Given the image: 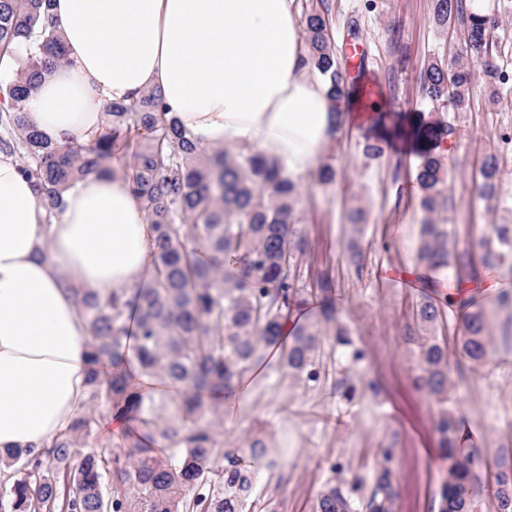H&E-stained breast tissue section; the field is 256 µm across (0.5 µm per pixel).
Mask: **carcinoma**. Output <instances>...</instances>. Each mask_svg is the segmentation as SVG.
Masks as SVG:
<instances>
[{
  "mask_svg": "<svg viewBox=\"0 0 512 512\" xmlns=\"http://www.w3.org/2000/svg\"><path fill=\"white\" fill-rule=\"evenodd\" d=\"M440 26L463 27L465 55L435 59L424 68L423 94L433 108L465 111L476 87L499 101L504 69L503 42L494 37L498 15L512 8L497 0L493 12L473 11L471 0H432ZM303 37L313 68L329 86L331 101L347 95L334 49L327 0H303ZM22 51L27 66L8 83L10 105L0 111V152L19 154L23 171L42 195L48 213L81 178L108 173L116 144L135 142L134 190L152 217L156 244L154 284L130 300H105L72 285L91 336L88 399L66 430L39 452L0 450L9 471L0 512H250L262 471L271 469L260 435L241 448L221 439L224 409L208 406L198 393L211 388L234 392L260 364L277 366L298 379L319 383L322 337L347 344L336 307L321 310L318 323L299 326L274 362L269 349L302 294L329 297L332 280L317 276L296 287L297 260L307 241L300 227L301 192L276 160L246 147L197 146L164 112L151 90L135 103L107 107L108 128L92 146L51 144L29 125L26 101L40 74L65 62L60 38L45 16V0H0V54ZM455 134L446 121H427L419 112L408 128L386 130L421 146L416 172L421 224L419 260L435 274L472 265L474 249L499 265L512 256V229L499 225L496 239H480L457 251L441 215L448 211L449 169L435 144ZM506 165L490 157L481 171L482 196L493 198ZM448 297L416 304L426 335L417 337V386L439 401L450 390L449 349L474 365L483 364L493 340L486 312H468L459 335L448 344L444 310ZM151 377L180 391L171 397L139 389L135 377ZM122 414L129 428L116 442L92 439L100 421ZM448 470L438 489L437 512H480L489 500L495 512H512V452L488 459L486 450L444 412L436 423ZM224 466L214 467L216 449ZM390 449L382 452L370 492L356 501L357 485L329 481L313 512H395L398 488Z\"/></svg>",
  "mask_w": 512,
  "mask_h": 512,
  "instance_id": "cac0c4a2",
  "label": "carcinoma"
}]
</instances>
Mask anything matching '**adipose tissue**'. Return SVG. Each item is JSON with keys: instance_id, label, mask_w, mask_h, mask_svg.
<instances>
[{"instance_id": "1", "label": "adipose tissue", "mask_w": 512, "mask_h": 512, "mask_svg": "<svg viewBox=\"0 0 512 512\" xmlns=\"http://www.w3.org/2000/svg\"><path fill=\"white\" fill-rule=\"evenodd\" d=\"M50 14L66 61L26 102L49 141L94 143L107 105L150 89L191 141L246 146L297 183L338 135L293 0H51ZM155 238L121 166L78 181L51 215L0 153V449L40 450L86 400L90 337L67 285L135 294Z\"/></svg>"}]
</instances>
